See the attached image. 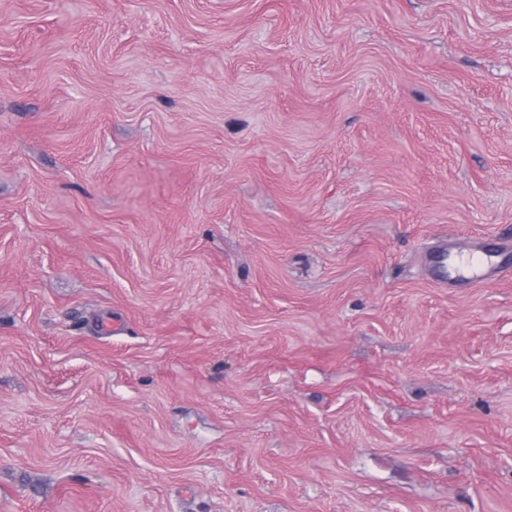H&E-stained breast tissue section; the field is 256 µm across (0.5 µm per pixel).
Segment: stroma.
<instances>
[{
	"label": "stroma",
	"instance_id": "obj_1",
	"mask_svg": "<svg viewBox=\"0 0 512 512\" xmlns=\"http://www.w3.org/2000/svg\"><path fill=\"white\" fill-rule=\"evenodd\" d=\"M491 241L512 0H0V512H512Z\"/></svg>",
	"mask_w": 512,
	"mask_h": 512
}]
</instances>
